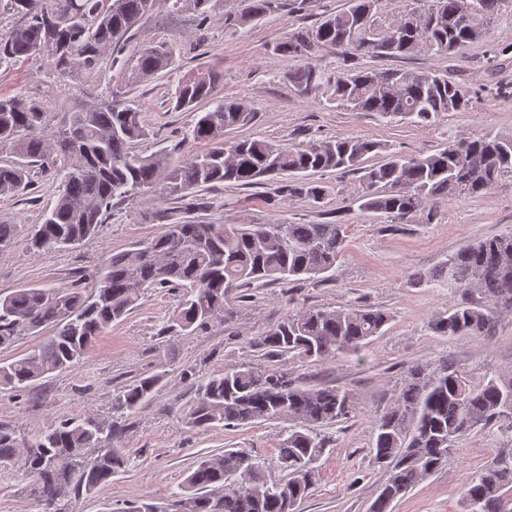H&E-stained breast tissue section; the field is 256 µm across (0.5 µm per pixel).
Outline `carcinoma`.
Returning <instances> with one entry per match:
<instances>
[{
    "mask_svg": "<svg viewBox=\"0 0 512 512\" xmlns=\"http://www.w3.org/2000/svg\"><path fill=\"white\" fill-rule=\"evenodd\" d=\"M181 0H0V13L20 23L0 36V66L47 63L60 77L86 76L111 58L109 97L64 113L53 138L42 135L50 112L37 97H0V149L13 160L0 165V197L28 189L35 163L60 179L54 205L28 229L31 248H75L94 236L115 199L135 200L154 191L189 212L202 187L224 182L278 184L284 196L321 204L326 171L360 172L358 210L391 224H430L441 205L489 193L512 174V133L463 137L429 155H410L358 135H338L283 146L265 139L227 143L224 132L250 125L256 113L240 98H217L219 76L206 69L179 78L173 101L193 110L204 100L187 138L209 145L183 156L142 157L132 146L149 136L142 112L124 102L130 88L166 74L175 48L133 44L139 23L160 6ZM504 0H347L317 25L297 31L276 50L296 68L288 84L303 95L321 93L347 110L427 124L470 103V90L436 71L362 66L361 59L409 54H450L484 39ZM227 16L233 25L261 18L278 0H241ZM332 50L343 64L325 79L309 59ZM372 156L381 161L366 165ZM19 225L0 223V250L10 247ZM345 246L339 220L306 224H201L175 222L161 235L112 256L91 289L77 279L64 287L22 288L0 296V346L50 326L53 333L21 358L0 364V392L19 397L49 373L70 369L88 354L112 323L128 315L148 288L184 290L165 333H190L234 318L245 290L262 281L317 280L334 267ZM436 276L470 295L438 314L440 336H486L493 318L487 304L512 311V235L470 244L448 257ZM391 315L370 306L307 307L286 315L249 341L266 363L231 364L199 381L184 414L198 431L286 420L278 460L286 472L272 480L260 459L226 449L200 460L181 493L165 502L135 501L122 512H300L326 449L318 428L348 418L352 395L334 386H300L283 368L290 358L312 362L359 349L386 332ZM280 366L273 367L271 362ZM162 375L141 377L112 395V421L71 416L18 441L0 427V471L15 466L32 478L25 495L38 512H60L66 497L94 494L125 469L127 450L115 444L126 418L154 399ZM495 423L512 442V373L473 385L448 361L410 367L393 401L374 416L370 454L384 482L369 512L391 504L438 473L455 444L479 424ZM465 512H512V447L462 484Z\"/></svg>",
    "mask_w": 512,
    "mask_h": 512,
    "instance_id": "1",
    "label": "carcinoma"
}]
</instances>
